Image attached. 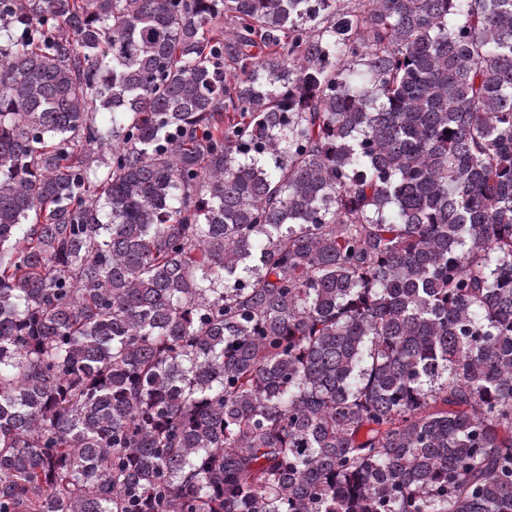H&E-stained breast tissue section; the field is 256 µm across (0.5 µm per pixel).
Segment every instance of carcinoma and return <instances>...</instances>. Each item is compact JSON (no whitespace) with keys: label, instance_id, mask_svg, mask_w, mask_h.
Returning <instances> with one entry per match:
<instances>
[{"label":"carcinoma","instance_id":"cac0c4a2","mask_svg":"<svg viewBox=\"0 0 512 512\" xmlns=\"http://www.w3.org/2000/svg\"><path fill=\"white\" fill-rule=\"evenodd\" d=\"M0 512H512V0H0Z\"/></svg>","mask_w":512,"mask_h":512}]
</instances>
